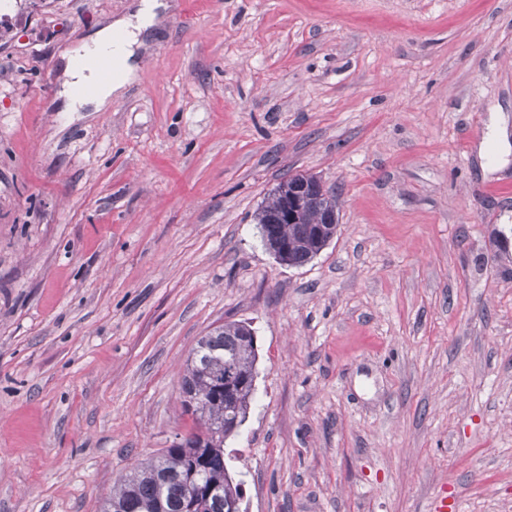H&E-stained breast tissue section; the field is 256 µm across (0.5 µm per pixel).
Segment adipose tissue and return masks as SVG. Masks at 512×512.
I'll return each mask as SVG.
<instances>
[{
	"label": "adipose tissue",
	"mask_w": 512,
	"mask_h": 512,
	"mask_svg": "<svg viewBox=\"0 0 512 512\" xmlns=\"http://www.w3.org/2000/svg\"><path fill=\"white\" fill-rule=\"evenodd\" d=\"M158 7V0H140L135 13L99 31L91 42L68 56L59 92L66 111H82L92 101L101 106L119 94L133 75L130 60L144 32L152 25ZM106 51L115 54L117 65L112 76L104 80L87 61Z\"/></svg>",
	"instance_id": "obj_1"
}]
</instances>
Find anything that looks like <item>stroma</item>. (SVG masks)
<instances>
[{"label":"stroma","instance_id":"1","mask_svg":"<svg viewBox=\"0 0 512 512\" xmlns=\"http://www.w3.org/2000/svg\"><path fill=\"white\" fill-rule=\"evenodd\" d=\"M138 0H0V512H99L249 322L241 512H512V0H163L134 81L64 58ZM290 173L339 227L279 264ZM277 187L256 210L253 220L255 224L265 229L267 238L262 236L269 250L273 242L286 247L285 253L281 254L283 264L301 266L316 257L336 235L339 223L336 197L331 194L326 197L327 189L319 179L309 180L304 173L289 174L279 190L284 197L280 209L282 197L277 195ZM316 195L326 198L318 197L310 200L306 212L296 222L303 203L309 197ZM276 212L279 224H272L271 219ZM317 222L322 224L313 225ZM315 226L321 227V238L316 237Z\"/></svg>","mask_w":512,"mask_h":512}]
</instances>
